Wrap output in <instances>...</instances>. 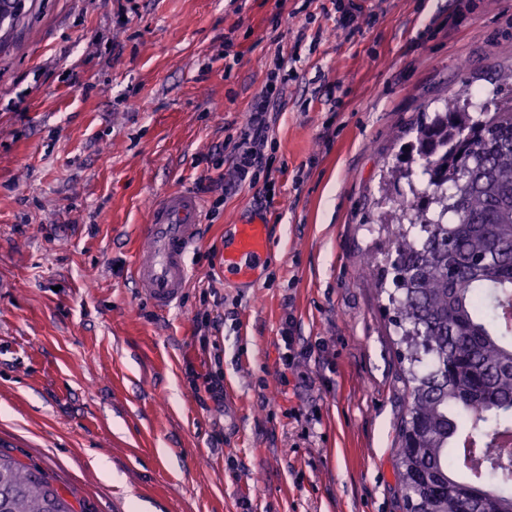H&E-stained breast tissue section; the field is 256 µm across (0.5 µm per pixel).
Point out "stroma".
<instances>
[{
	"label": "stroma",
	"instance_id": "obj_1",
	"mask_svg": "<svg viewBox=\"0 0 512 512\" xmlns=\"http://www.w3.org/2000/svg\"><path fill=\"white\" fill-rule=\"evenodd\" d=\"M279 58L275 194L216 201L215 147ZM511 65L512 0H364L346 29L332 0H24L0 40V455L87 512H401L402 371L362 272L382 178L421 113ZM170 191L205 232L161 312L130 266ZM258 217L259 282H225V225ZM217 372L220 407L193 390Z\"/></svg>",
	"mask_w": 512,
	"mask_h": 512
}]
</instances>
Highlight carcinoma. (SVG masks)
Segmentation results:
<instances>
[{"label":"carcinoma","instance_id":"obj_1","mask_svg":"<svg viewBox=\"0 0 512 512\" xmlns=\"http://www.w3.org/2000/svg\"><path fill=\"white\" fill-rule=\"evenodd\" d=\"M23 0H0V28ZM480 109L468 91L422 115L388 173L393 201L387 296L409 392L396 448L405 512H512V453L489 455L512 427V66ZM0 512H76L46 473L0 456Z\"/></svg>","mask_w":512,"mask_h":512}]
</instances>
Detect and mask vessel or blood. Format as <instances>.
Here are the masks:
<instances>
[{
    "label": "vessel or blood",
    "instance_id": "1",
    "mask_svg": "<svg viewBox=\"0 0 512 512\" xmlns=\"http://www.w3.org/2000/svg\"><path fill=\"white\" fill-rule=\"evenodd\" d=\"M201 230L202 204L193 193H164L150 208L132 273L154 308L165 311L180 300L193 277L188 255L199 242ZM269 246L268 225H235L232 241L224 248L225 279H252L265 263Z\"/></svg>",
    "mask_w": 512,
    "mask_h": 512
}]
</instances>
